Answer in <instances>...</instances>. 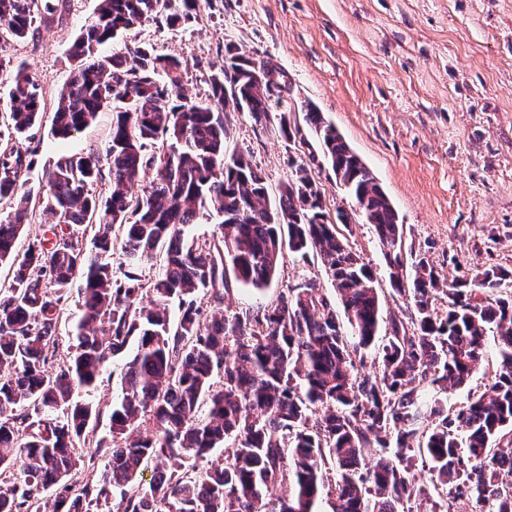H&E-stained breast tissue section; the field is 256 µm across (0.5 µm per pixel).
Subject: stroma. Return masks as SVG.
I'll return each mask as SVG.
<instances>
[{"label": "stroma", "instance_id": "stroma-1", "mask_svg": "<svg viewBox=\"0 0 512 512\" xmlns=\"http://www.w3.org/2000/svg\"><path fill=\"white\" fill-rule=\"evenodd\" d=\"M55 5L9 49L43 91L45 118L21 141L33 153L24 180L35 196L45 168L64 155L104 152L112 128L105 108L68 139L51 133L48 116L71 71L68 49L98 0ZM124 41L182 59L185 93L196 101L209 96L226 46L273 69L268 126L245 112L228 115L229 150L262 170L270 197L301 161L328 212L353 206L303 119L312 105L375 175L414 255L448 277L488 265L512 269V0H204L195 21L151 22ZM286 110L297 120L291 140L276 131ZM351 230L350 245L374 271L383 319L409 317L412 307L391 288L372 225ZM308 279L332 293L320 258L288 256L263 289L230 281L223 307L253 314Z\"/></svg>", "mask_w": 512, "mask_h": 512}]
</instances>
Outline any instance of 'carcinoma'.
<instances>
[{"label":"carcinoma","mask_w":512,"mask_h":512,"mask_svg":"<svg viewBox=\"0 0 512 512\" xmlns=\"http://www.w3.org/2000/svg\"><path fill=\"white\" fill-rule=\"evenodd\" d=\"M40 9L54 5L0 0V71L10 76L0 203L15 204L0 222V263L12 272L0 289V512H319L325 497L332 512H413L408 504L418 500L430 503L425 512H512V270L492 265L449 279L418 256L407 272L389 197L307 107L304 120L336 181L373 226L392 290L413 307L408 320H391L378 368L366 370L382 318L371 270L337 227L349 214L331 217L302 163L272 203L262 171L227 154L226 113L270 121L271 86L260 90L254 78L268 65L228 45L211 95L192 101L180 59L149 43L101 52L146 23L196 19L200 0H99L69 48L76 67L51 130L66 138L112 106L106 161L96 152L63 156L45 171L38 204L53 238L15 255L32 163L16 141L41 121L43 96L5 47L27 36ZM103 180L105 196L93 195ZM206 212L222 217L216 238L188 241V226ZM89 227L93 253L83 248ZM116 231L127 259L122 281L112 273ZM158 252L162 271L145 303L136 269ZM311 252L323 258L335 297L310 279L252 315L224 313L227 270L261 289L285 254ZM78 277L76 344L57 364L60 307ZM204 299L213 304L207 313ZM490 330L498 345L490 392L450 413L443 395L469 383ZM119 355L110 439L95 438L101 411L74 396L95 391ZM146 421L154 434L141 432ZM226 444L225 457L212 460ZM365 448L375 449L370 462ZM100 455L108 458L101 470ZM419 467L439 499L412 476Z\"/></svg>","instance_id":"cac0c4a2"}]
</instances>
